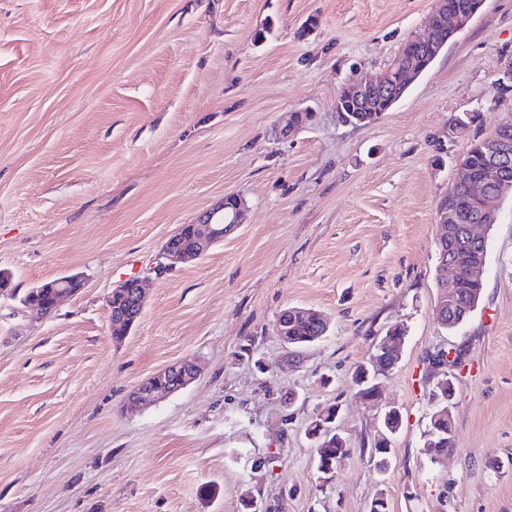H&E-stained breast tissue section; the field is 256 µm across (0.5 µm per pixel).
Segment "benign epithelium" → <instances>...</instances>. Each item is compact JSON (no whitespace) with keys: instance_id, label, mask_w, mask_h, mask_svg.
Masks as SVG:
<instances>
[{"instance_id":"obj_1","label":"benign epithelium","mask_w":512,"mask_h":512,"mask_svg":"<svg viewBox=\"0 0 512 512\" xmlns=\"http://www.w3.org/2000/svg\"><path fill=\"white\" fill-rule=\"evenodd\" d=\"M410 42L419 49H423L431 55L438 52L445 42H435L431 34L414 36ZM398 88L397 77L388 69L378 79H361L346 86V93L359 99H364L376 93H380L391 101L396 97ZM488 154L494 162L503 167L512 165V123L501 125L500 133L488 137L486 142ZM457 184L468 187L469 199L479 202L476 216L458 205L448 207L438 212L439 232L442 238L448 232V224L461 228L463 237L473 244H479L484 237L476 232V227L489 226L496 221V210L493 202L512 193V181L500 180L494 185L484 181L475 180L467 168H462L461 175L455 180ZM242 221V202L236 196H228L219 204L203 213L194 223L183 224L164 243L161 252L162 262L159 267L163 270H171L180 264H188L201 259L224 235L233 231ZM191 237L195 242V248L186 249L183 239ZM84 287V278L79 274L63 275L52 285L51 304L58 306L67 298L78 294ZM121 287L132 291L135 308L123 312L120 322L126 326L134 325L140 316V307L144 302L142 280L130 279ZM404 338L400 336H384L378 343L377 353L363 364L364 379L369 382V387H356V395L364 404L377 406L383 399L379 378L392 371L398 364L401 347ZM198 370L192 363H182L172 366L143 383L131 397L134 404L142 403L164 397L182 389L197 378Z\"/></svg>"}]
</instances>
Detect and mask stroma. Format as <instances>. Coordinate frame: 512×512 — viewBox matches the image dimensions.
<instances>
[{
  "label": "stroma",
  "instance_id": "obj_1",
  "mask_svg": "<svg viewBox=\"0 0 512 512\" xmlns=\"http://www.w3.org/2000/svg\"><path fill=\"white\" fill-rule=\"evenodd\" d=\"M434 0H0V512H512V196L485 233L487 274L458 330L436 321V210L474 138L512 120V0H485L395 107L342 123L341 87L383 73ZM263 41H256L258 31ZM480 119L458 132L464 113ZM310 113L284 133L289 114ZM245 218L200 260L156 274L166 239L224 196ZM79 273L33 318L19 296ZM146 283L122 342L107 297ZM318 310L289 353L277 319ZM407 330L382 412L353 368ZM459 365L434 366L438 351ZM184 361L183 389L127 412ZM455 444L423 449L443 375ZM339 405L349 446L319 479L307 434ZM293 317L300 313L303 317H308L312 312L304 309L289 310ZM288 316V348L292 351L307 347L317 341L320 337L325 336L326 324H321L320 321L314 319H300ZM197 375L198 370L193 363L172 366L149 378L133 393L131 400L140 406L143 402L164 397L187 386Z\"/></svg>",
  "mask_w": 512,
  "mask_h": 512
}]
</instances>
